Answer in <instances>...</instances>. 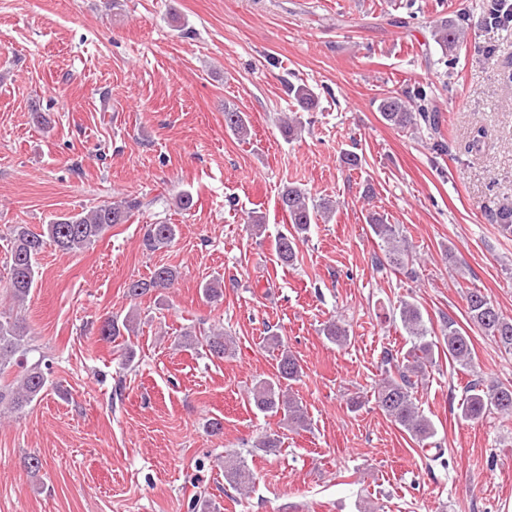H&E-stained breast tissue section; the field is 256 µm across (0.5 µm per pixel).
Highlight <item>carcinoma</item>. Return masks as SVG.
I'll return each mask as SVG.
<instances>
[{
  "instance_id": "carcinoma-1",
  "label": "carcinoma",
  "mask_w": 512,
  "mask_h": 512,
  "mask_svg": "<svg viewBox=\"0 0 512 512\" xmlns=\"http://www.w3.org/2000/svg\"><path fill=\"white\" fill-rule=\"evenodd\" d=\"M430 36L442 56L452 58L466 39L464 19L437 20L431 26ZM288 91L296 109L282 113L279 129L291 139L302 131L300 113L315 109L317 97L304 83H290ZM426 101V94L421 90L396 92L380 99L378 112L388 125L395 128L414 132L424 127L435 134V114L429 110ZM224 127L241 140L250 136L248 116L229 105L224 106ZM279 205L288 219V227L276 240V255L281 265L293 266L298 261L299 243L306 240L312 225L331 218L336 212L337 201L325 197L316 199L307 189L292 184L281 190ZM139 206V201L125 199L83 209L57 217L39 233L25 224L14 225L10 237L7 283L11 298L19 303L28 299L37 285L38 256L47 247L53 246L65 252L84 249L102 238L113 225L126 223ZM489 217L502 232L512 236V207L502 206L491 211ZM367 222L384 244V258L376 259V265L401 270L413 262L411 248L397 225L388 223L375 210L368 211ZM177 234L176 224H149L144 233V244L150 250H159L172 244ZM178 275L179 272L169 266H157L149 277L126 283V294L135 300L152 291L166 290L174 285ZM465 301L470 322L496 343L511 350L512 320L505 318L491 298L477 288L467 291ZM397 310L402 328L413 339L412 347L400 360L389 352L385 353L383 359L389 368L374 391V399L376 406L391 422L424 448L434 438L436 429L420 411L414 389L426 376L436 349L445 347L449 358L469 367L473 361V348L470 337L456 327L453 319L444 321L442 337L438 338L430 336L421 309L416 304L402 300ZM136 323L137 318L132 313L122 321L107 317L102 322L100 335L112 341L134 331ZM322 334L329 342L342 345L347 341L348 329L340 321L331 319L323 325ZM183 343L187 346L199 343L205 346L211 357L219 360L235 350V339L222 330H210L200 339L187 332ZM51 370L49 358L29 336L26 320L9 310H1L0 376L9 371L12 380L8 384L0 383V410L4 408L18 413L31 404L44 390ZM302 374L299 361L288 352L281 353L275 377L258 382L252 389L254 406L263 413L282 415L284 425L290 429L307 427L306 409L290 391L291 383L300 380ZM490 410L512 416V384L471 381L458 405V416L463 421L475 422ZM254 480L253 472L241 455L224 456V482L231 489L247 494Z\"/></svg>"
}]
</instances>
